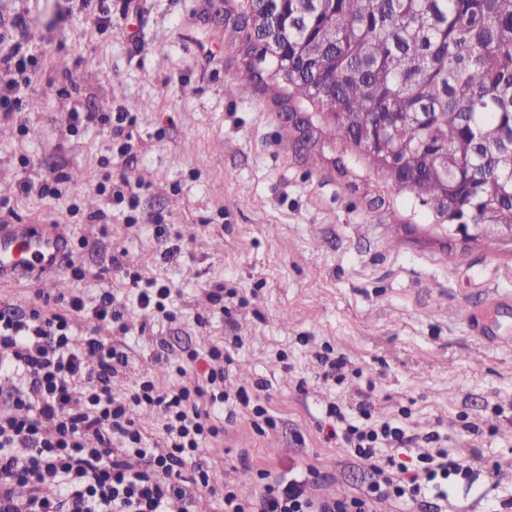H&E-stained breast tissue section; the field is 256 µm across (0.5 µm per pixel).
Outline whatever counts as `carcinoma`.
Listing matches in <instances>:
<instances>
[{
  "label": "carcinoma",
  "mask_w": 512,
  "mask_h": 512,
  "mask_svg": "<svg viewBox=\"0 0 512 512\" xmlns=\"http://www.w3.org/2000/svg\"><path fill=\"white\" fill-rule=\"evenodd\" d=\"M238 8L242 93L284 85L437 224L512 225V0H288L286 31Z\"/></svg>",
  "instance_id": "cac0c4a2"
}]
</instances>
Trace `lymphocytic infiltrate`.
Returning <instances> with one entry per match:
<instances>
[{"label": "lymphocytic infiltrate", "mask_w": 512, "mask_h": 512, "mask_svg": "<svg viewBox=\"0 0 512 512\" xmlns=\"http://www.w3.org/2000/svg\"><path fill=\"white\" fill-rule=\"evenodd\" d=\"M39 67L22 41L0 54V112L15 110L18 91ZM85 311L97 327L79 340L73 316ZM120 317L108 292L91 308L72 297L64 314L38 304L25 316L0 310V349L10 352L0 358V377L11 386L0 404V512H204L207 498L221 501L224 512H375L379 500L415 502L448 477L473 475L470 465L449 457L439 432L420 434L398 419L374 422L364 401L353 416L334 404L326 412L328 439L373 464L360 495H313L312 472L300 467L271 478L251 498L230 481L216 488L199 460L202 447L224 434L215 405H227L231 418L245 411L256 424L273 425V416L245 388L230 391L221 369L165 391L146 375L133 396L115 393L112 380L129 356L100 330ZM137 406L159 410L162 440L136 423ZM399 448L417 449L418 469L399 460ZM131 455L141 469L128 467ZM187 467L192 477H183Z\"/></svg>", "instance_id": "obj_1"}]
</instances>
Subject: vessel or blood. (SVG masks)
Segmentation results:
<instances>
[{"mask_svg":"<svg viewBox=\"0 0 512 512\" xmlns=\"http://www.w3.org/2000/svg\"><path fill=\"white\" fill-rule=\"evenodd\" d=\"M70 238L56 224L0 225V282L56 277L70 254Z\"/></svg>","mask_w":512,"mask_h":512,"instance_id":"vessel-or-blood-1","label":"vessel or blood"}]
</instances>
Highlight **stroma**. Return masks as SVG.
Listing matches in <instances>:
<instances>
[{
	"mask_svg": "<svg viewBox=\"0 0 512 512\" xmlns=\"http://www.w3.org/2000/svg\"><path fill=\"white\" fill-rule=\"evenodd\" d=\"M79 5L0 0L1 20L25 17L41 60L16 111L0 112V223L59 224L72 243L61 285H1L0 308L58 311L74 295L91 308L112 292L127 330L105 335L128 346L112 380L124 396L146 372L163 390L200 379L209 349L240 337L231 382L265 381L277 425L259 434L237 419L202 459L247 494L262 472L296 466L337 495L359 493L368 462L320 426L329 403L352 410L367 398L376 419L409 408L414 427L448 435L449 457L482 461L474 481L449 479L438 506L384 501L377 512H508L512 480L493 484L486 467L512 471V238L434 224L314 112H284L277 84L241 94L245 58L224 0H90L107 19L99 28L83 25ZM74 107L127 113L133 163L109 126L71 129ZM124 175L132 205L118 197ZM28 176L58 182L59 195L23 191ZM217 284L232 292L220 305L207 297ZM164 285L171 321L138 303ZM327 345L361 376L323 381L315 355ZM192 352L196 366L178 377ZM464 415L479 435L462 430Z\"/></svg>",
	"mask_w": 512,
	"mask_h": 512,
	"instance_id": "1",
	"label": "stroma"
}]
</instances>
